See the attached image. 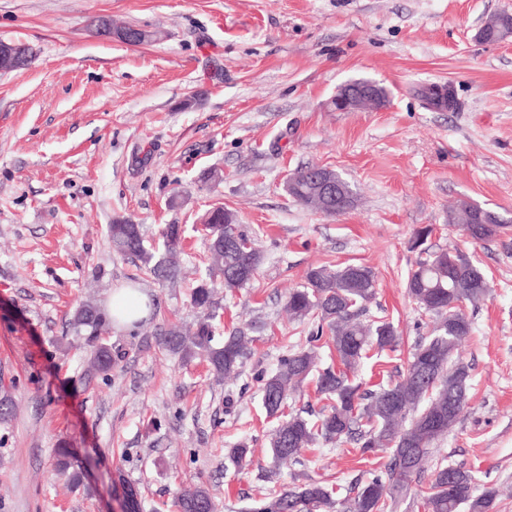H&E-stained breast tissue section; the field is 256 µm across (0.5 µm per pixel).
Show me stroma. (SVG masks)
Returning <instances> with one entry per match:
<instances>
[{
  "label": "stroma",
  "instance_id": "35a3bbf8",
  "mask_svg": "<svg viewBox=\"0 0 512 512\" xmlns=\"http://www.w3.org/2000/svg\"><path fill=\"white\" fill-rule=\"evenodd\" d=\"M504 10L512 0H0V39L32 50L0 73V384L17 402L0 425V512H120L119 476L144 512H178L197 484L217 512H247L268 473L353 497L386 453L319 441L297 461L274 459L257 377L312 345L321 366L335 364L315 321L284 304L310 267L353 263L376 274L367 319L392 322L400 342L370 350L352 378L374 390L396 381L436 321L406 292L423 228L426 248L466 254L490 283L466 308L468 402L427 467L470 471L499 489L493 512H512V39L476 38ZM101 19L156 37H104ZM358 78L387 89L385 109L336 110L337 88ZM431 84L453 89L454 109L423 103ZM310 165L351 184V209L328 216L289 196V176ZM461 202L495 211L506 235L470 241L448 221ZM216 206L265 256L249 286L216 291V339L258 328L239 375L220 382L162 345L199 318L190 295L208 277ZM122 217L158 255L165 225L182 226L176 280L113 251L108 226ZM118 288L143 293L150 313L107 333L121 353L107 379L72 388L86 350L68 321ZM241 444L251 455L239 467ZM58 448L82 463V485L54 468Z\"/></svg>",
  "mask_w": 512,
  "mask_h": 512
}]
</instances>
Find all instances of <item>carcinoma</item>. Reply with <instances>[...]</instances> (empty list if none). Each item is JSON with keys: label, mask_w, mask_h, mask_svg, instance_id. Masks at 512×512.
I'll return each instance as SVG.
<instances>
[{"label": "carcinoma", "mask_w": 512, "mask_h": 512, "mask_svg": "<svg viewBox=\"0 0 512 512\" xmlns=\"http://www.w3.org/2000/svg\"><path fill=\"white\" fill-rule=\"evenodd\" d=\"M512 29V15H494V22L478 33L483 43L498 41L506 29ZM296 202L323 213L336 214V204L322 206L315 182L300 177L288 191ZM226 210L215 207L209 211L205 229L212 259L209 280L201 282L191 293V304L202 317L194 332L187 336L178 328L170 329L163 345L174 355L188 361L202 358L210 366L216 380L239 374L246 356V344L253 341L245 328L231 331L223 340H215L210 319L215 309V289L227 292L244 288L254 279L263 262V255L247 237L240 233V243L232 246L224 238L237 226L224 220ZM448 223L458 224L476 242L492 240L505 232L507 225L493 212L480 209L475 215L471 205L463 202L448 212ZM112 249L144 263H153L150 271L165 280L179 274L175 261L183 242L179 224H168L163 231L164 253L159 259L147 252L141 225L129 218H119L109 226ZM375 272L364 265L349 264L339 268L328 265L313 267L305 283L289 293L288 312L304 320L319 321L317 333L329 332V349L339 367L317 370L319 358L311 349H299L280 361L276 372L259 376L262 403L267 416L277 419L270 435V448L277 460L293 458L299 449L310 448L317 439L350 440L361 454L377 448L389 450L384 469L354 481L356 495L343 502L333 499L331 491L321 482L310 480L293 484L254 501L250 512H395L407 500L412 478L424 473V465L434 452L432 445L453 429L468 399L471 374L458 355V346L471 331V320L459 309L464 299L474 304L486 296L489 283L471 260L463 256L459 264L448 265V252H433L416 263L408 276V296L424 310L435 314L438 321L411 349L405 373L399 380L376 391L361 389L352 382L351 372L373 348L394 347L399 339L395 326L387 321L363 323L367 304L374 299ZM70 328L85 340L88 363L79 376V384L87 387L97 378H105L116 364L112 345L102 340L108 318L93 301L81 304L73 313ZM318 371L316 391L328 402L316 422L301 414L284 416L288 390ZM456 396L451 425L431 436L416 440L423 422L448 409V399ZM14 395L9 387L0 388V424L13 417ZM56 469L70 472L73 483L81 482L82 473L75 468L67 448L55 454ZM127 495L128 512H141L138 489L118 478ZM498 490L478 489L475 478L452 464L437 466L423 495L425 512H489ZM179 512H217L208 488L200 485L178 497Z\"/></svg>", "instance_id": "carcinoma-1"}]
</instances>
